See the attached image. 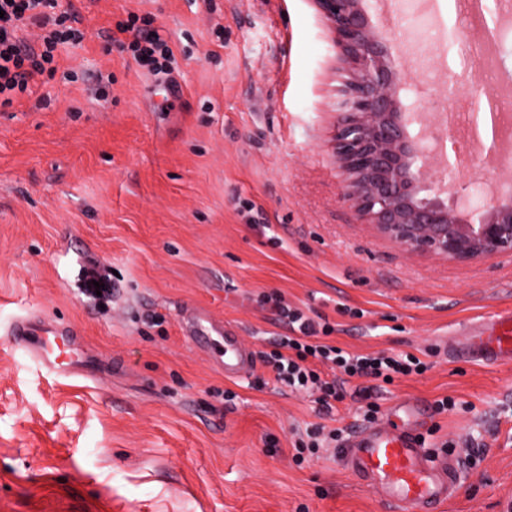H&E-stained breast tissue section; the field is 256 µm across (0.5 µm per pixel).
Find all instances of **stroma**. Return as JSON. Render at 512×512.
<instances>
[{
    "instance_id": "35a3bbf8",
    "label": "stroma",
    "mask_w": 512,
    "mask_h": 512,
    "mask_svg": "<svg viewBox=\"0 0 512 512\" xmlns=\"http://www.w3.org/2000/svg\"><path fill=\"white\" fill-rule=\"evenodd\" d=\"M84 34L60 69L0 112V512H388L341 450L291 460L294 427L364 428L353 378L330 416L283 391L268 369L227 378L185 341L186 306L268 351L283 328L277 292L353 352H410L431 365L374 390L390 414L417 405L418 433L484 451L438 512H512V363L468 352L465 334L512 311V255L457 263L405 250L358 220L333 156V36L312 0H65ZM373 22L402 53L403 103L480 109L512 77V4L497 77L461 78L437 57L482 44L414 0ZM153 18L174 54L146 74L108 37L128 14ZM111 74L106 99L91 91ZM257 224H249V215ZM106 268L111 297L81 292ZM71 326L83 371L56 377L16 350L14 317ZM233 400H224V392ZM458 410L435 414L443 397ZM275 441L269 454L267 441Z\"/></svg>"
}]
</instances>
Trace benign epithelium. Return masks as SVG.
Wrapping results in <instances>:
<instances>
[{
    "mask_svg": "<svg viewBox=\"0 0 512 512\" xmlns=\"http://www.w3.org/2000/svg\"><path fill=\"white\" fill-rule=\"evenodd\" d=\"M338 49L334 161L343 199L366 224L412 252L469 262L512 253V194L486 204L445 202L431 156L411 136L398 51L364 0H313Z\"/></svg>",
    "mask_w": 512,
    "mask_h": 512,
    "instance_id": "1",
    "label": "benign epithelium"
}]
</instances>
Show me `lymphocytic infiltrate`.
<instances>
[{
  "label": "lymphocytic infiltrate",
  "instance_id": "obj_1",
  "mask_svg": "<svg viewBox=\"0 0 512 512\" xmlns=\"http://www.w3.org/2000/svg\"><path fill=\"white\" fill-rule=\"evenodd\" d=\"M75 21L62 0H0V109L12 107L37 78L55 76L60 49L79 45L83 39ZM32 27L37 34L26 39ZM116 29L112 45L129 53L149 74L171 71L173 51L151 18L132 14ZM265 301L285 332L274 340L272 352L262 354V362L271 368L276 382L313 396L323 413H331L344 399L346 379L368 378L381 384L389 377L420 375L427 369L411 354L349 353L330 343L334 327L329 322L305 316L274 294Z\"/></svg>",
  "mask_w": 512,
  "mask_h": 512
}]
</instances>
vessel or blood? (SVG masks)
<instances>
[{
  "label": "vessel or blood",
  "mask_w": 512,
  "mask_h": 512,
  "mask_svg": "<svg viewBox=\"0 0 512 512\" xmlns=\"http://www.w3.org/2000/svg\"><path fill=\"white\" fill-rule=\"evenodd\" d=\"M183 329L191 340L210 334L209 352L225 376L238 377L252 371V350L223 324L192 311L185 313ZM7 334L47 373L67 376L78 367L75 338L69 329L20 316L9 324ZM468 348L489 361L511 362L512 312L497 316L494 323L470 336ZM403 412L402 426L380 423L356 432L346 450V464L380 490L398 512H436L441 503L458 493V460L452 454L429 455L411 428L414 408L404 407Z\"/></svg>",
  "instance_id": "vessel-or-blood-1"
}]
</instances>
